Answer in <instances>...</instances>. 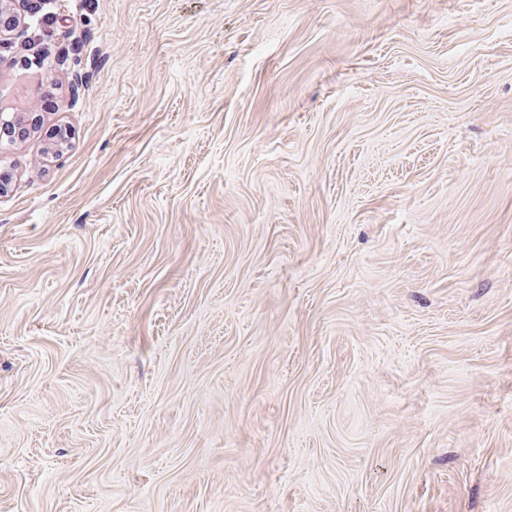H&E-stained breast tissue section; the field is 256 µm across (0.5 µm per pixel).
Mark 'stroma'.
I'll use <instances>...</instances> for the list:
<instances>
[{"instance_id": "1", "label": "stroma", "mask_w": 512, "mask_h": 512, "mask_svg": "<svg viewBox=\"0 0 512 512\" xmlns=\"http://www.w3.org/2000/svg\"><path fill=\"white\" fill-rule=\"evenodd\" d=\"M45 9L0 512H512V0Z\"/></svg>"}]
</instances>
